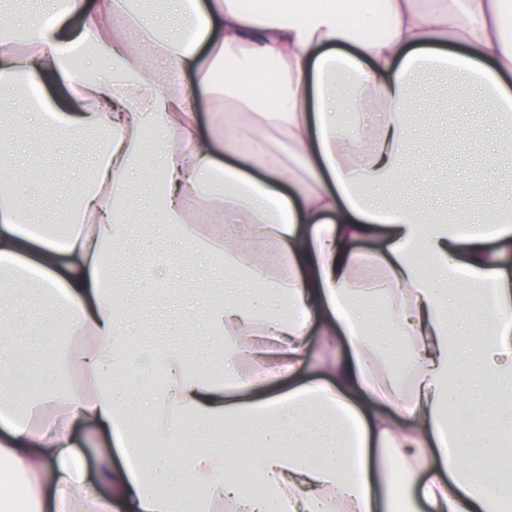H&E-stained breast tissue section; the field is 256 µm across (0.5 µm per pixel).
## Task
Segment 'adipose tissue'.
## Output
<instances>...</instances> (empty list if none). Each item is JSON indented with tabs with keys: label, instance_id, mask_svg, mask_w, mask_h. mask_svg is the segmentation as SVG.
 Masks as SVG:
<instances>
[{
	"label": "adipose tissue",
	"instance_id": "ef3b65f1",
	"mask_svg": "<svg viewBox=\"0 0 512 512\" xmlns=\"http://www.w3.org/2000/svg\"><path fill=\"white\" fill-rule=\"evenodd\" d=\"M171 2L186 27L169 29L128 0H45L41 16L0 19L23 35L22 49L0 52V85L27 92L0 105L72 144L92 132L101 141L63 233L21 205L24 185L0 199V272L11 277L0 316L17 318L36 289L46 299L42 335L92 339L67 345L43 373L0 355V417L9 422L0 459L10 464L0 512H12L17 475L32 480L30 512H44L46 489L65 512H108L111 503L170 512L174 501L200 512L183 494L191 485L207 488L211 512H512V420L502 415L512 403V272L486 247L512 238V209L448 222L377 197L400 183L422 76L460 78L512 114L506 0H272L264 15L239 0ZM229 58L236 70L215 82ZM269 62L276 84L258 112L252 84ZM188 74L211 99L231 100L230 120L206 134ZM58 78L60 109L39 91ZM148 128L161 139L162 222L195 254L219 251L227 268H249L253 286L211 308L218 374L191 372L176 337L150 355L162 387L131 377L140 332L112 286V263L137 221L129 188ZM25 224L40 226L39 246L65 256L61 275L27 277L18 260ZM373 239L377 250L359 251ZM267 246L270 262L260 256ZM425 260L449 282L485 290L489 334H465ZM308 366L320 380L276 396L259 387ZM63 370L112 382L59 395L52 381ZM142 417L154 429L146 445L133 429ZM185 419L200 432L172 447ZM80 422L114 443L91 476L73 442ZM217 425L246 426L256 441L216 446L201 432ZM116 451L123 466L112 463Z\"/></svg>",
	"mask_w": 512,
	"mask_h": 512
}]
</instances>
